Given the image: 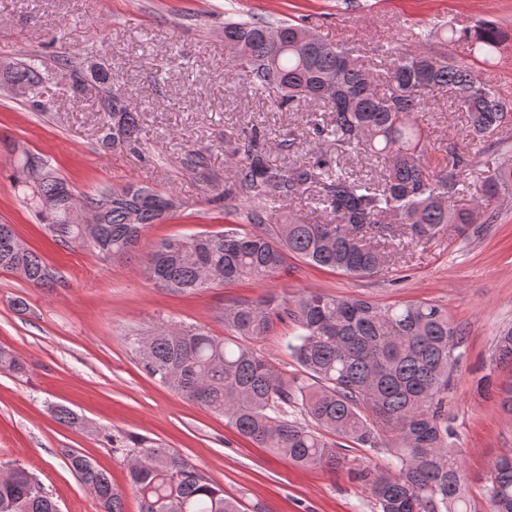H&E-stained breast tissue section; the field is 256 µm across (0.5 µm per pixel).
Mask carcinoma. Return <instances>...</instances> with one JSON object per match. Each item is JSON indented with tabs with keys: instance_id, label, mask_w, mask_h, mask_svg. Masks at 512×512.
Listing matches in <instances>:
<instances>
[{
	"instance_id": "obj_1",
	"label": "carcinoma",
	"mask_w": 512,
	"mask_h": 512,
	"mask_svg": "<svg viewBox=\"0 0 512 512\" xmlns=\"http://www.w3.org/2000/svg\"><path fill=\"white\" fill-rule=\"evenodd\" d=\"M432 37L442 44L464 40L487 64L497 61L505 40L493 23L463 30L442 25ZM224 48L233 68L278 108L301 102L325 108L327 118L308 125L312 140L332 138L341 149L381 157L387 166L377 181L352 178L324 159L282 170L267 160L257 132L224 135L242 161L224 181L221 199L251 204L254 230L229 227L163 239L148 255V270L162 286L198 291L211 285L209 270L220 272L224 284L261 281L282 269L289 254L350 276L388 273L402 239L424 243L450 224L477 222L478 208L457 204L470 160L456 153L451 168H432L425 160L430 141L420 119L424 96L448 92L465 113L472 138L502 127L512 101L504 108L505 99L479 83L467 66L417 46L390 55L379 70L365 65L355 49L324 40L300 23L273 26L254 17L224 22ZM58 71L69 72L75 89L87 78L95 83L101 147L145 149L138 113L128 110L125 90L105 61L86 73L65 50L47 59L26 54L0 79L30 89L25 101L45 112L55 97L50 78ZM182 165L199 174L207 158L191 150ZM13 180L22 202L56 244L82 247L103 259L127 254L144 228L169 216L167 193L156 190L148 198L144 187L129 185L109 199L101 196L108 187L80 195L47 160L25 149L18 153ZM307 190L314 192L322 220L279 223L276 211ZM485 191L512 192V159L501 163ZM93 216L97 236L87 243L84 220ZM16 236L13 225L0 224V269L20 273L35 288L55 284L57 273L47 272L37 252L8 244ZM222 319L227 332L222 339L189 326L135 336L130 345L151 377L223 414L241 436L293 465L344 468L346 460L328 435L385 449L384 468L359 472L375 501L374 512H475L446 409L462 336L442 306L383 305L307 290L289 298L229 303ZM277 320L295 329L287 348L300 375L290 380L256 348ZM492 356L512 366V325L499 332ZM0 369L26 374L24 361L2 347ZM67 461L104 512H124L108 471L74 450ZM128 484L139 512H245L241 499L225 495L183 456L146 438L134 442ZM483 498L488 512H512L511 452L493 463ZM0 512L59 508L33 473L12 466L0 471Z\"/></svg>"
}]
</instances>
